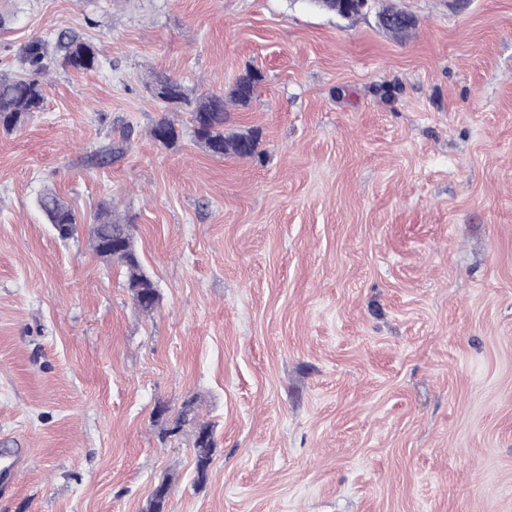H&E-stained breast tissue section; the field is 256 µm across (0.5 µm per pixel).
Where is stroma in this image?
<instances>
[{"mask_svg": "<svg viewBox=\"0 0 512 512\" xmlns=\"http://www.w3.org/2000/svg\"><path fill=\"white\" fill-rule=\"evenodd\" d=\"M403 11L396 36L380 14ZM0 75L66 28L103 62L57 70L0 132V512H512V0H0ZM264 80L215 158L153 75L223 93ZM168 118L176 144L148 134ZM127 153L86 156L120 127ZM53 189L136 226L160 300L140 314ZM197 397L217 450L155 410ZM131 128L129 125L123 127L121 136L118 141L112 142L103 149L98 150L87 156V164L89 167H102L112 164V161L121 158L127 149L130 140ZM38 204L48 219L49 224L66 225V235L60 236L63 240L73 236L78 224V218L75 211L55 191L52 189L46 190L39 197ZM196 399L191 398L182 404L180 411L171 419L161 420L158 417L160 428L158 437L166 440L168 437L179 433L186 424L194 425L193 453L197 482L204 483L214 460L216 443L211 422H204L197 414Z\"/></svg>", "mask_w": 512, "mask_h": 512, "instance_id": "1", "label": "stroma"}]
</instances>
